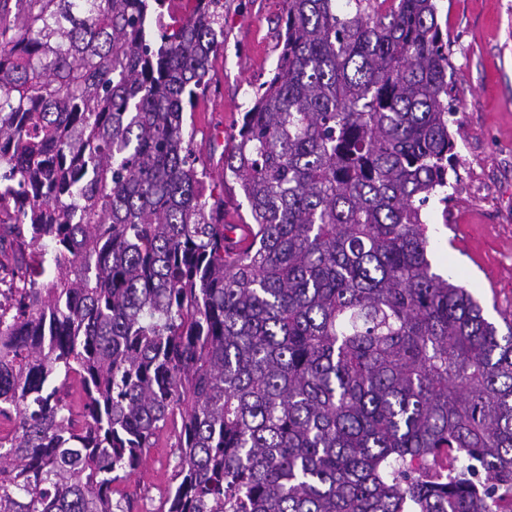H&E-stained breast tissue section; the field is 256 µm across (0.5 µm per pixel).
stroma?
I'll list each match as a JSON object with an SVG mask.
<instances>
[{
  "label": "stroma",
  "instance_id": "stroma-1",
  "mask_svg": "<svg viewBox=\"0 0 512 512\" xmlns=\"http://www.w3.org/2000/svg\"><path fill=\"white\" fill-rule=\"evenodd\" d=\"M224 46L211 83L193 114V146L208 170L204 195L223 196L224 221L240 223L247 203L222 181L221 156L279 53V0H223ZM448 23V54L455 71L458 182L448 209L431 205L428 257L434 270L470 288L489 321L512 319V0H439ZM223 122L220 138L209 120ZM173 434L151 449L125 483L128 491L157 495L173 465Z\"/></svg>",
  "mask_w": 512,
  "mask_h": 512
}]
</instances>
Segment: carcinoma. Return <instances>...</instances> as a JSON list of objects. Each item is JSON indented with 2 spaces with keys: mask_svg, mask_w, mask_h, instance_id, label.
<instances>
[{
  "mask_svg": "<svg viewBox=\"0 0 512 512\" xmlns=\"http://www.w3.org/2000/svg\"><path fill=\"white\" fill-rule=\"evenodd\" d=\"M170 2L0 0V512H134L115 484L169 427L154 512H497L512 320L427 253L456 171L436 0H282L224 149L241 224L185 136L224 5L150 31Z\"/></svg>",
  "mask_w": 512,
  "mask_h": 512,
  "instance_id": "1",
  "label": "carcinoma"
}]
</instances>
